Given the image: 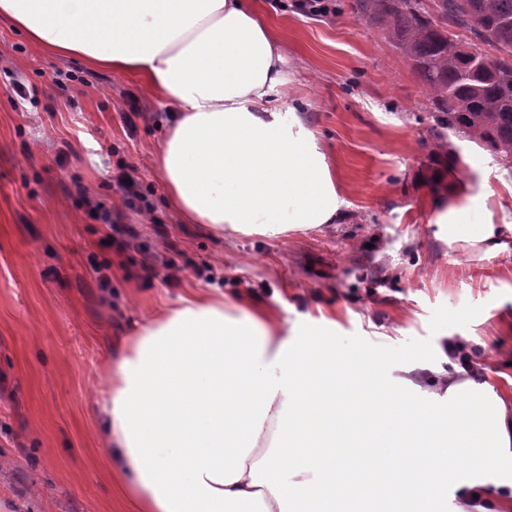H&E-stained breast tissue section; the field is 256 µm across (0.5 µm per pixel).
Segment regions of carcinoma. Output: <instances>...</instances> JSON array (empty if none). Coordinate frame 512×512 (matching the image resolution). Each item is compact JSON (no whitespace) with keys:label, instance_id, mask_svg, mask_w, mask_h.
Returning <instances> with one entry per match:
<instances>
[{"label":"carcinoma","instance_id":"cac0c4a2","mask_svg":"<svg viewBox=\"0 0 512 512\" xmlns=\"http://www.w3.org/2000/svg\"><path fill=\"white\" fill-rule=\"evenodd\" d=\"M356 10L429 94L436 137L450 131L512 169V0H356Z\"/></svg>","mask_w":512,"mask_h":512}]
</instances>
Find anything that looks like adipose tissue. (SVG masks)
Wrapping results in <instances>:
<instances>
[{"label": "adipose tissue", "instance_id": "adipose-tissue-1", "mask_svg": "<svg viewBox=\"0 0 512 512\" xmlns=\"http://www.w3.org/2000/svg\"><path fill=\"white\" fill-rule=\"evenodd\" d=\"M35 44L94 69L128 71L174 113L157 153L168 202L185 224L275 237L340 218L336 180L315 133L273 97L286 41L247 0H0ZM437 217L448 243L493 251L512 238L468 181L441 184ZM258 302L186 289L157 309L110 359L95 411L112 471L137 512H290L294 496L328 501L355 463L336 451L351 429L341 415L337 363L371 378L349 347L320 353L278 335ZM432 413L394 391L392 421L432 430L451 422L448 445L422 448L447 477L469 475L483 505L512 512V390L438 371ZM322 391L310 406L307 395Z\"/></svg>", "mask_w": 512, "mask_h": 512}]
</instances>
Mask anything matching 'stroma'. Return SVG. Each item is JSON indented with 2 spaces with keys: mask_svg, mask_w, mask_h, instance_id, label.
Returning a JSON list of instances; mask_svg holds the SVG:
<instances>
[{
  "mask_svg": "<svg viewBox=\"0 0 512 512\" xmlns=\"http://www.w3.org/2000/svg\"><path fill=\"white\" fill-rule=\"evenodd\" d=\"M294 3L255 0L288 33L277 96L318 132L342 217L276 238L180 223L156 166L166 106L135 75L50 55L0 17V512H135L93 394L119 341L187 288L255 295L288 330L327 316L380 385L415 362L448 368L450 338L485 355L492 386L512 379V249L448 247L430 206L438 179L461 178L512 224L498 201L512 179L476 144L433 135L420 82L356 0H330L323 17ZM17 81L35 96L18 100ZM126 168L145 196L135 209L117 186ZM88 196L136 229L129 248L108 245ZM149 253L176 276L147 273Z\"/></svg>",
  "mask_w": 512,
  "mask_h": 512,
  "instance_id": "stroma-1",
  "label": "stroma"
}]
</instances>
